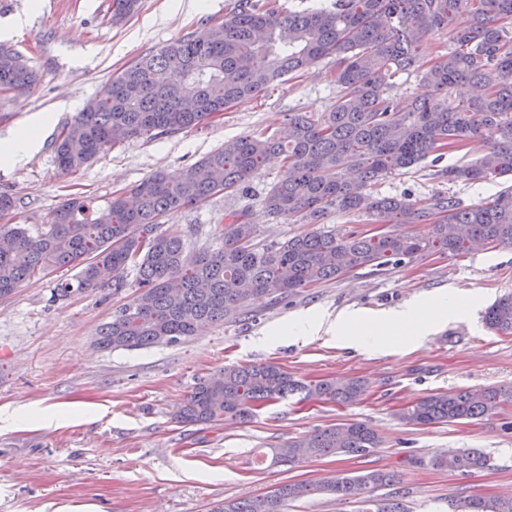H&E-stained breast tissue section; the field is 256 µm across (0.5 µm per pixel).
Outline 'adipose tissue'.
Returning a JSON list of instances; mask_svg holds the SVG:
<instances>
[{
	"mask_svg": "<svg viewBox=\"0 0 512 512\" xmlns=\"http://www.w3.org/2000/svg\"><path fill=\"white\" fill-rule=\"evenodd\" d=\"M54 120L53 113H37L34 121L15 132L0 145V161L17 164L27 159L39 142V132ZM467 304L455 291L417 299L402 308L375 316L357 310L328 315L320 311L306 312L284 328V335L297 340L324 336L366 351H378L395 341L416 342L426 337L433 327L450 316L465 311Z\"/></svg>",
	"mask_w": 512,
	"mask_h": 512,
	"instance_id": "1",
	"label": "adipose tissue"
}]
</instances>
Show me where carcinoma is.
<instances>
[{
    "label": "carcinoma",
    "mask_w": 512,
    "mask_h": 512,
    "mask_svg": "<svg viewBox=\"0 0 512 512\" xmlns=\"http://www.w3.org/2000/svg\"><path fill=\"white\" fill-rule=\"evenodd\" d=\"M110 8L117 24L140 7L120 0ZM468 16L464 26L458 16ZM448 31V53L421 77L434 94L408 105L390 98L392 81L424 59L429 36ZM263 53L269 65L256 68ZM335 59L336 102L328 112L288 113L286 132L260 128L229 140L181 177L155 173L130 195L98 208L64 199L36 229L0 225V297L54 267L80 268L76 283L62 282L64 299L100 285L112 272V293L129 286L136 296L102 324L105 349L175 344L204 329L249 315L248 298L272 301L361 268L376 272L432 252L462 254L480 244L512 246V186L481 203L453 197L421 203L364 192L429 155L473 141L488 143L475 161L440 170L450 183L512 177V0H331L327 7L279 12L261 0H236L224 22L179 38L141 58L103 87L94 111L77 113L57 139L56 160L74 173L116 144L196 127L229 105L285 76H300L316 62ZM40 76L16 52L0 46V92L26 94ZM472 94L453 101L455 86ZM272 155L284 159L278 181L262 199L268 214L312 228L262 247L247 212L233 211L215 225L218 247L193 256L185 234L162 228L160 218L220 192L240 191ZM365 212L387 224L432 222L427 237L390 229L364 235L323 227L328 212ZM487 327L512 335V295L487 309ZM358 377L305 384L274 364H236L200 380L177 411L183 424L222 418L250 420L265 405L298 395L352 405L363 399ZM512 407V386L428 395L400 415L409 426L456 423L502 414ZM381 437L364 423H338L295 437L275 449L287 463L328 455L365 456ZM432 466L470 475L489 466L477 448L441 455ZM393 473L341 474L319 484L284 483L270 493L224 503L217 512H285L290 501L313 494L350 499L365 488L389 486ZM358 512H407L396 498L359 500ZM458 512H512V497L470 495Z\"/></svg>",
    "instance_id": "cac0c4a2"
}]
</instances>
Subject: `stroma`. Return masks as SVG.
Segmentation results:
<instances>
[{
  "label": "stroma",
  "instance_id": "1",
  "mask_svg": "<svg viewBox=\"0 0 512 512\" xmlns=\"http://www.w3.org/2000/svg\"><path fill=\"white\" fill-rule=\"evenodd\" d=\"M233 3L141 0L137 12L115 24L110 0H0V29L16 16L28 17L22 30L0 44L41 75L30 94L0 93V141L36 113L55 115L26 162L0 165V192L17 202L0 220L45 223L70 196L102 205L154 172L185 173L225 141L282 127L288 113L329 111L336 100L330 81L335 62L326 58L302 77L276 82L198 127L123 142L77 173H61L57 135L113 75L223 21ZM481 149L472 143L445 152L439 162L423 160L371 193L421 201L449 194L466 206L480 203L500 191L504 179L451 185L438 172L474 160ZM282 168L281 157H273L249 180L247 193L216 195L169 213L162 224L186 229L194 254L215 247L218 218L235 210L248 211L258 244L301 233L303 225L269 216L261 203ZM76 273L75 267H61L0 298V512H72L83 505L96 512H214L225 501L264 494L288 481L318 483L375 469L394 472L397 480L372 489L371 497H399L408 512H448L449 503L463 497L512 489V430H503L501 418L419 427L398 418L403 408L433 393L512 386V336L484 323L487 308L512 294V247L489 245L455 256L434 252L381 273L353 270L277 304L254 299L251 318L209 327L175 345L134 350L98 348L96 329L135 289L113 294L107 278L99 287L53 300L56 285ZM451 288L478 298L477 308L440 323L416 343L368 353L321 338L295 342L280 333L308 311L378 314ZM236 363L276 364L307 383L360 377L368 389L351 406L290 398L245 424L176 422L175 412L199 379ZM344 422L372 427L380 448L365 457L333 455L295 464L275 459L278 444ZM451 448L481 449L490 466L468 476L433 468L432 459Z\"/></svg>",
  "mask_w": 512,
  "mask_h": 512
}]
</instances>
